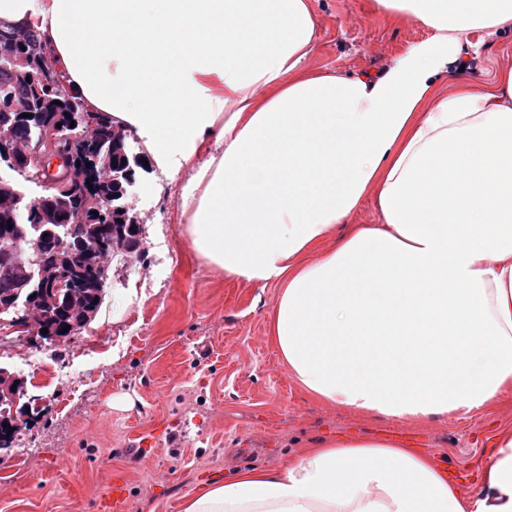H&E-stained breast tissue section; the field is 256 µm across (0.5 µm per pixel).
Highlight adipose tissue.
Segmentation results:
<instances>
[{
	"label": "adipose tissue",
	"mask_w": 512,
	"mask_h": 512,
	"mask_svg": "<svg viewBox=\"0 0 512 512\" xmlns=\"http://www.w3.org/2000/svg\"><path fill=\"white\" fill-rule=\"evenodd\" d=\"M431 35L378 75L305 69L312 0H0L71 92L175 178L207 264L275 284L271 336L327 405L391 420L470 413L512 390V67L450 81L512 0H375ZM215 147L196 157L207 141ZM380 223L327 239L367 194ZM184 512H512V432L468 497L429 455L383 439L311 442Z\"/></svg>",
	"instance_id": "ef3b65f1"
}]
</instances>
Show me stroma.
Returning <instances> with one entry per match:
<instances>
[{
    "label": "stroma",
    "instance_id": "obj_1",
    "mask_svg": "<svg viewBox=\"0 0 512 512\" xmlns=\"http://www.w3.org/2000/svg\"><path fill=\"white\" fill-rule=\"evenodd\" d=\"M319 22L310 69L377 73L430 32L375 11L372 0H313ZM479 88L512 65V32H473L460 55ZM177 180L138 171L152 193L132 199L143 217L141 249L110 258L91 321L64 342L8 336L9 348L53 349L87 375L37 388L41 413L24 424L0 462V512H102L114 483L121 512H183L187 498L251 467H275L313 439H383L425 450L471 492L495 436L512 430V393L468 414L393 421L308 396L270 335L276 285L249 283L203 262L181 220Z\"/></svg>",
    "mask_w": 512,
    "mask_h": 512
}]
</instances>
